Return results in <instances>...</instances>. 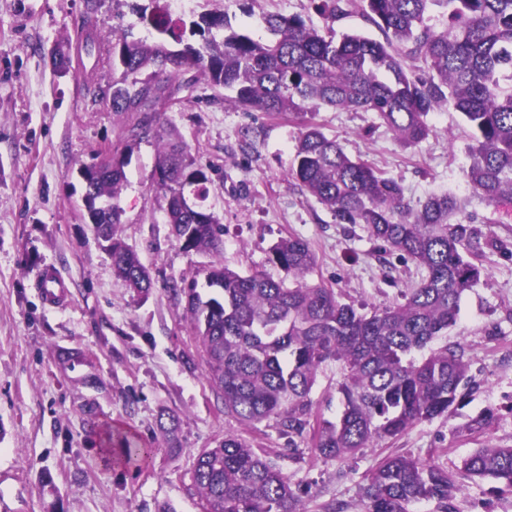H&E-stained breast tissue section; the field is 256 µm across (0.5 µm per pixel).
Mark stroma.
Here are the masks:
<instances>
[{
  "mask_svg": "<svg viewBox=\"0 0 512 512\" xmlns=\"http://www.w3.org/2000/svg\"><path fill=\"white\" fill-rule=\"evenodd\" d=\"M150 0H0V512H201L193 486L198 453L218 447L237 425L207 380L208 368L184 317L185 298L170 286L197 281L210 265L280 278L271 249L280 239L307 241L317 263L311 282L356 307L401 302L425 274L400 253L382 252L364 225L336 223L327 209L289 176L305 124L336 139L351 158L380 168L420 208L434 194L460 203L453 219L473 224L483 239L512 243V207L488 205L466 171L469 129L452 107L429 116V137L403 148L372 112L321 107L297 116L246 110L198 82L163 120L190 148L210 181L201 206L217 215L223 246L187 251L167 224L155 191L156 143L146 139L126 158L119 236L140 256L153 286L139 293L115 277L110 254L98 246L82 204V166L111 158L124 118L93 101L82 78H112V38L151 37L138 7ZM225 13L233 29L267 40V13L301 17L318 29L381 32L358 12L330 23L312 0H188L185 22ZM91 53L78 54L88 35ZM69 54V71L50 56ZM480 281L461 301L447 341L460 345L474 389L445 417L414 425L394 440L343 461L306 452L289 463L288 438L274 422L246 430L254 447L279 453L278 464L299 486L308 512L339 499L361 512L365 474L386 455L408 454L452 468L488 444L512 446V255L485 250ZM69 285V302L45 309L37 292L43 267ZM340 366L322 367L312 397L319 418L340 411ZM495 425L469 433L479 412ZM175 424L174 435L163 427ZM128 431L151 453L141 467L116 464L119 445L107 430ZM455 512H512V496L471 482L452 500Z\"/></svg>",
  "mask_w": 512,
  "mask_h": 512,
  "instance_id": "1",
  "label": "stroma"
}]
</instances>
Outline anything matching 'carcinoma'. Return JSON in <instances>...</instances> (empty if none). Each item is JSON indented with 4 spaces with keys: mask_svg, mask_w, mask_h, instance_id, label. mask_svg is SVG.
<instances>
[{
    "mask_svg": "<svg viewBox=\"0 0 512 512\" xmlns=\"http://www.w3.org/2000/svg\"><path fill=\"white\" fill-rule=\"evenodd\" d=\"M316 10L335 21L355 10L386 37L381 43L360 33L339 40L322 35L297 16L263 18L272 35L257 41L237 32L224 14L201 18V32L224 31L222 40L172 50L164 38L181 42L163 8L140 9L142 23L158 40L112 43L108 90L112 111L126 115L125 150L156 141V194L167 223L186 251L216 250L224 225L200 206L185 208L180 195L190 188L205 194L209 177L186 145L164 127V104L194 91L198 77L233 93L231 102L270 114L300 113L321 105L374 112L411 148L431 132L428 116L447 105L471 129L467 177L492 206L512 200V0H313ZM447 22L437 31L431 13ZM419 60L425 69L406 65ZM151 70L148 77L141 74ZM192 76H187V73ZM83 196L95 232L112 240V268L128 287L152 288L139 255L117 237L126 180L124 161L85 167ZM291 177L330 211L338 224H363L390 252H401L426 275L403 294V301L361 312L333 289L307 280L316 266L309 243L282 238L271 261L284 273L242 275L227 266L203 270L207 299L197 282L170 289L186 298V315L213 384L224 400V415L242 426L273 420L288 436V460H304L300 444L310 440L316 456L345 460L414 425L448 415L473 386L457 345L438 344L455 325L466 291L479 281L474 262L482 245L506 251L498 240L480 243L470 224L452 223L458 209L450 195L427 199L419 209L405 200L401 185L371 164L352 159L316 125L302 132ZM342 366L337 384L341 410L336 421L312 422L311 397L323 364ZM493 411H482L466 425L484 433ZM126 465L146 462L149 450L124 436ZM467 481H489L501 495H512V447L487 446L462 460L453 474L436 462L389 454L364 477L365 512H409V505L448 501ZM194 486L202 512H306L288 476L270 452L255 448L237 432L224 434L217 448L198 454Z\"/></svg>",
    "mask_w": 512,
    "mask_h": 512,
    "instance_id": "obj_1",
    "label": "carcinoma"
}]
</instances>
